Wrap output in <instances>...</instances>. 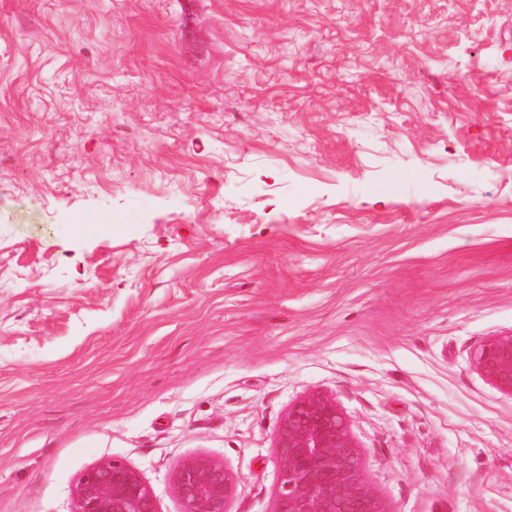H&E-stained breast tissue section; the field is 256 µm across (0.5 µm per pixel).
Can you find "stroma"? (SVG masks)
<instances>
[{"label":"stroma","mask_w":512,"mask_h":512,"mask_svg":"<svg viewBox=\"0 0 512 512\" xmlns=\"http://www.w3.org/2000/svg\"><path fill=\"white\" fill-rule=\"evenodd\" d=\"M511 332L512 0H0V512H272L313 390L388 512H512ZM471 360L485 382L512 397V333L490 337L474 350ZM236 484V476L223 462L204 455L183 460L171 474L181 512H228ZM72 512H161L150 485L122 460L102 459L73 489Z\"/></svg>","instance_id":"stroma-1"}]
</instances>
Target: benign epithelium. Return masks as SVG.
<instances>
[{"mask_svg": "<svg viewBox=\"0 0 512 512\" xmlns=\"http://www.w3.org/2000/svg\"><path fill=\"white\" fill-rule=\"evenodd\" d=\"M472 365L497 391L512 397V333L477 347ZM280 488L272 512H387L363 475L362 450L336 398L311 391L282 414L274 439ZM236 476L208 456L180 462L171 474L182 512H228ZM72 512H160L150 485L127 463L102 459L73 489Z\"/></svg>", "mask_w": 512, "mask_h": 512, "instance_id": "benign-epithelium-1", "label": "benign epithelium"}]
</instances>
